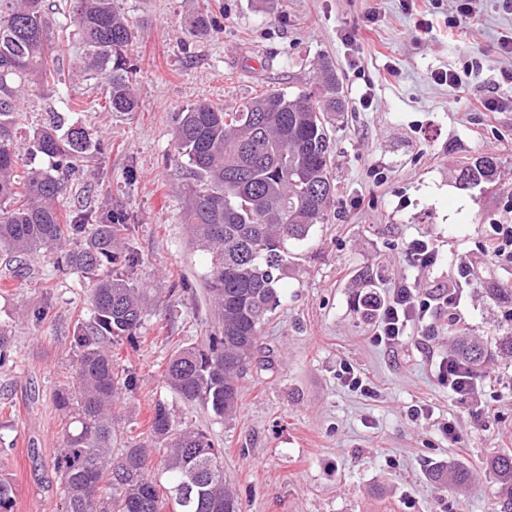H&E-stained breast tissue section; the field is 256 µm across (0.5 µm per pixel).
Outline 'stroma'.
Instances as JSON below:
<instances>
[{
  "label": "stroma",
  "instance_id": "stroma-1",
  "mask_svg": "<svg viewBox=\"0 0 512 512\" xmlns=\"http://www.w3.org/2000/svg\"><path fill=\"white\" fill-rule=\"evenodd\" d=\"M119 4L138 29L129 57L139 111L67 109L72 99H104L107 88L75 41L59 61L58 93L32 86L20 103L22 134L53 111L64 127L103 142L90 151L86 176L71 181L62 211L91 224L118 212L135 256L127 273L149 296L136 346L112 344L138 376L136 391L115 408V450L146 437L161 402L223 448L242 512H493L496 484L485 463L512 448V362L495 359L465 402L442 382L439 362L454 337L512 333V318L485 292L491 283L512 285V265L483 249L492 225L512 224V86L502 81L512 54L500 48L512 35V6L473 0L472 16L450 29L457 0ZM204 9L217 26L188 35L185 17ZM324 65L345 103L328 117L335 200L288 260L239 410L226 420L182 401L162 378L177 346L203 344L214 331L209 257L182 219L189 176L178 159L176 115L201 99L230 108L265 89L311 87ZM450 70L459 83L435 81ZM489 99L502 109L483 110ZM487 154L498 161L495 181L463 184V163ZM420 236L438 255L425 268L407 253ZM27 263L25 278L0 276V327L12 336L0 364V478L14 487L13 512H60L54 461L65 420L53 395L75 356L73 328L91 317L89 283L44 253ZM403 280L433 296L459 284L464 299L456 318L438 311L433 339L415 323L393 350L377 341L360 301L387 297ZM346 366L364 390L347 385ZM448 424L455 439L443 433ZM450 459L471 470L465 489L436 481Z\"/></svg>",
  "mask_w": 512,
  "mask_h": 512
}]
</instances>
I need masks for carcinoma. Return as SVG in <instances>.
<instances>
[{
    "label": "carcinoma",
    "instance_id": "cac0c4a2",
    "mask_svg": "<svg viewBox=\"0 0 512 512\" xmlns=\"http://www.w3.org/2000/svg\"><path fill=\"white\" fill-rule=\"evenodd\" d=\"M214 24L209 12L198 11L186 27L203 34ZM52 26L45 0H0V254L11 261L39 251L59 254L63 266L88 279L94 313L92 321L74 327L72 381L55 394L67 419L55 461L64 512H241L224 477V450L204 430L177 428L161 402L149 440L112 455L113 407L136 390L137 379L114 359L111 343L125 337L137 348L146 294L118 273L99 274L107 264L131 262L121 248L119 215L108 213L88 237L84 223H61L60 202L68 177L83 170L89 135L77 128L63 132L53 120L33 130L26 148L16 138L24 87L53 90L60 84L56 58L70 35L53 41ZM70 26L87 68L108 78L104 108L138 111L126 56L137 29L120 13L118 0H70ZM342 111L336 75L324 66L311 90L287 95L268 89L229 109L200 100L178 113V154L194 180L183 222L210 255L206 284L217 321L206 345L182 346L169 357L164 380L183 401L206 404L225 419L236 414L239 381L277 302L290 246L305 240L333 203L327 118ZM25 153L54 158L55 168L28 167ZM497 167L495 156H483L462 168L461 180L490 181ZM453 354L470 369L481 368L499 354L512 358V336L489 344L459 336ZM153 447L163 451L166 486L154 475ZM487 468L498 486L496 512H512V449L490 458ZM436 478L462 489L470 473L450 460Z\"/></svg>",
    "mask_w": 512,
    "mask_h": 512
}]
</instances>
